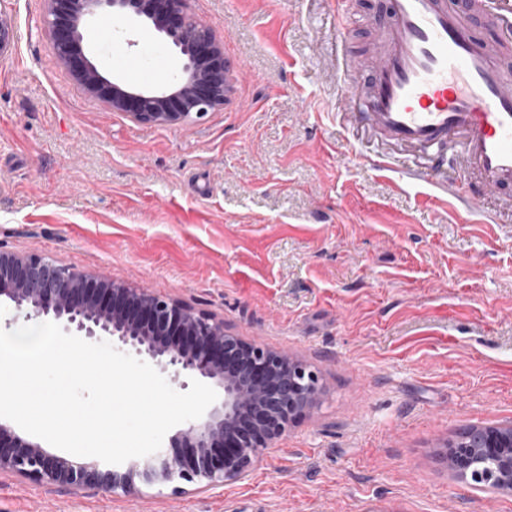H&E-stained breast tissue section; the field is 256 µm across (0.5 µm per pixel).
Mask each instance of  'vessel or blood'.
<instances>
[{
	"label": "vessel or blood",
	"mask_w": 512,
	"mask_h": 512,
	"mask_svg": "<svg viewBox=\"0 0 512 512\" xmlns=\"http://www.w3.org/2000/svg\"><path fill=\"white\" fill-rule=\"evenodd\" d=\"M494 28L497 42L477 26ZM381 38L367 90L357 87L344 15L338 115L349 125L414 148L410 179L479 207L488 222L512 213V0H383Z\"/></svg>",
	"instance_id": "b4317fda"
}]
</instances>
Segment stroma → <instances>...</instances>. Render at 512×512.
<instances>
[{"instance_id":"35a3bbf8","label":"stroma","mask_w":512,"mask_h":512,"mask_svg":"<svg viewBox=\"0 0 512 512\" xmlns=\"http://www.w3.org/2000/svg\"><path fill=\"white\" fill-rule=\"evenodd\" d=\"M373 65L380 0H185L223 42V107L140 124L52 60L43 0H0V249L223 318L286 350L322 391L243 481L132 499L0 471V512H512L440 453L512 424V221L411 183L412 150L336 116V11ZM179 54L120 24L90 58L133 80Z\"/></svg>"}]
</instances>
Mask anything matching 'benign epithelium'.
I'll return each mask as SVG.
<instances>
[{"label":"benign epithelium","instance_id":"1","mask_svg":"<svg viewBox=\"0 0 512 512\" xmlns=\"http://www.w3.org/2000/svg\"><path fill=\"white\" fill-rule=\"evenodd\" d=\"M185 0H44L45 23L56 64L67 67L82 90L114 112L159 126L200 118L224 105L228 90L223 42L184 11ZM139 18L170 39L183 58L180 76L159 90L110 81L84 52L105 31L96 18ZM25 317H53L65 332L88 340L109 336L118 349L175 372L198 374L224 390V400L179 431L170 449L125 465L76 460L49 453L0 425V471L37 483L77 490L139 495V484L175 481L201 488L247 478L262 451L315 404L318 376L287 352L245 340L224 320L145 289L94 279L49 258L0 250V298ZM496 457L492 470L474 456ZM442 458L474 488L497 483L512 493V425L480 426L461 448L449 441Z\"/></svg>","mask_w":512,"mask_h":512}]
</instances>
